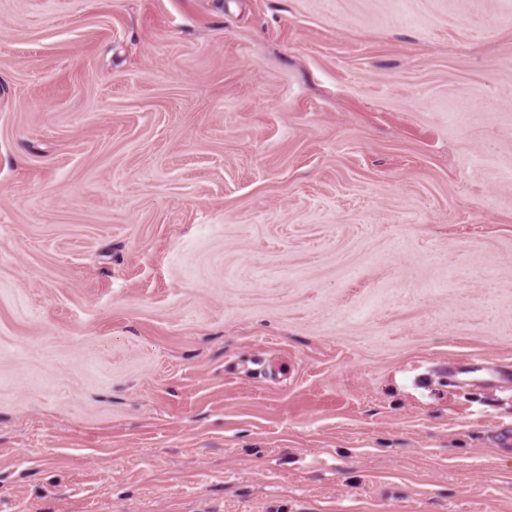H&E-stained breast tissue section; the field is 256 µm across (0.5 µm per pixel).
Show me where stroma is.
<instances>
[{
    "label": "stroma",
    "mask_w": 512,
    "mask_h": 512,
    "mask_svg": "<svg viewBox=\"0 0 512 512\" xmlns=\"http://www.w3.org/2000/svg\"><path fill=\"white\" fill-rule=\"evenodd\" d=\"M512 0H0V512H512Z\"/></svg>",
    "instance_id": "stroma-1"
}]
</instances>
